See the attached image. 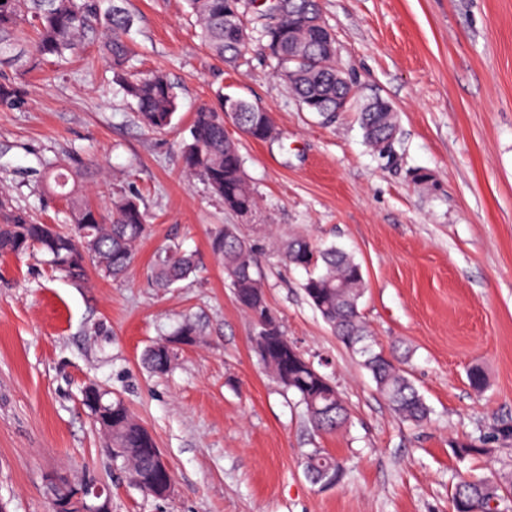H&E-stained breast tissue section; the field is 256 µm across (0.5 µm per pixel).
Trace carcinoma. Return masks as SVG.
Returning a JSON list of instances; mask_svg holds the SVG:
<instances>
[{
    "label": "carcinoma",
    "mask_w": 512,
    "mask_h": 512,
    "mask_svg": "<svg viewBox=\"0 0 512 512\" xmlns=\"http://www.w3.org/2000/svg\"><path fill=\"white\" fill-rule=\"evenodd\" d=\"M201 30V38L213 56L238 65L245 56L252 36L266 43L269 57L300 103L310 112L318 109L331 120L336 97L357 103V81L349 78L336 84V53L332 33L323 23L305 30L288 31L292 16L305 5L321 18L320 0H187ZM242 13L247 22V37H242L228 23L227 14ZM135 17L123 5L112 0L105 12L97 0H5L0 3V59L24 60L25 70L37 69L43 60L64 59L78 52L90 41H98L104 58L112 66L116 82L130 99L143 124L155 131L172 126L177 111L174 86L167 76L154 71H131L132 50L125 36L134 26ZM305 53L288 59V42ZM23 89L16 78L0 75V107L16 105ZM236 112L245 134L255 141L269 140L274 131L269 113L260 111L245 99L231 96L225 106H204L195 112L189 139L183 142L181 158L186 173L203 181L224 207L243 214L257 210L256 194L244 171V161L236 143L224 129V109ZM358 120L365 141L381 152L380 137L397 130L396 114L381 112L380 99L360 107ZM43 166V191L64 197L67 204L66 225L44 224L25 211L13 208L0 197V255H21L36 250L49 257L57 270L73 278L85 274L87 256L83 240L95 244L89 257L105 278L123 276L136 255V248L148 233L147 214L139 199L123 192L116 194L106 211L93 205L80 188L85 169H74L58 159H47ZM211 248L224 265V273L234 297L252 319L256 334L254 348L260 360L282 388L297 397L312 428L334 432L348 417L347 408L336 387L304 356L289 353L288 337L281 324L269 330L261 321L269 308L264 286L254 272L253 250L237 225L226 224L211 240ZM282 260L307 272L304 293L338 340L358 357V364L370 372L378 391L403 419L420 426L427 422L429 409L415 388L402 363L388 355L368 330L360 311L365 292L361 265L348 253L334 247H319L300 236L288 241ZM197 272L192 255L179 245L169 243L159 248L151 262L150 280L157 288H170ZM175 357L174 349L159 343L148 350L146 361L155 372L167 371ZM101 421L112 420V442L127 449L119 458L126 473L136 474L141 483L152 487L164 476L153 465L150 449L157 447L151 432L128 407L116 399L99 406ZM491 452L485 441H469L455 448L462 459ZM305 470L315 479L330 471L342 478L345 462L323 448L305 455ZM512 498V471L491 476H468L460 480L452 493L453 512H502L501 505Z\"/></svg>",
    "instance_id": "cac0c4a2"
}]
</instances>
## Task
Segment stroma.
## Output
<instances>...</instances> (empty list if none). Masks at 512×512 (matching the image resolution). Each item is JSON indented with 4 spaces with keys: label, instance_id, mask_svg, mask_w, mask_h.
Masks as SVG:
<instances>
[{
    "label": "stroma",
    "instance_id": "stroma-1",
    "mask_svg": "<svg viewBox=\"0 0 512 512\" xmlns=\"http://www.w3.org/2000/svg\"><path fill=\"white\" fill-rule=\"evenodd\" d=\"M126 7L136 69H163L176 87L170 129L140 124L94 43L30 72L25 103L0 108V194L14 207L64 223V202L39 190V160L91 159L101 171L83 184L89 198L106 207L116 190L136 193L151 224L119 280L91 262L76 279L37 252L0 255V505L49 512L57 476L90 475L110 488L112 512H453L461 476L512 470V441L484 456L454 453L512 423V0H321L361 99L396 111L392 163L366 146L355 112L327 123L302 109L261 43L232 68L204 45L186 0ZM222 93L269 112L276 131L256 142L224 123L259 198L248 216L183 171L193 114ZM227 224L252 245L285 336L345 402L342 429L314 431L255 353L254 324L210 248ZM298 234L361 265V313L430 407L426 424L391 410L307 300L305 272L281 262ZM172 242L198 272L153 288L151 259ZM186 320L195 343L177 348L168 372H150L145 351ZM476 364L480 392L467 379ZM91 383L151 431L174 496L144 495L114 466L82 403ZM313 448L346 460L335 487L307 478Z\"/></svg>",
    "mask_w": 512,
    "mask_h": 512
}]
</instances>
